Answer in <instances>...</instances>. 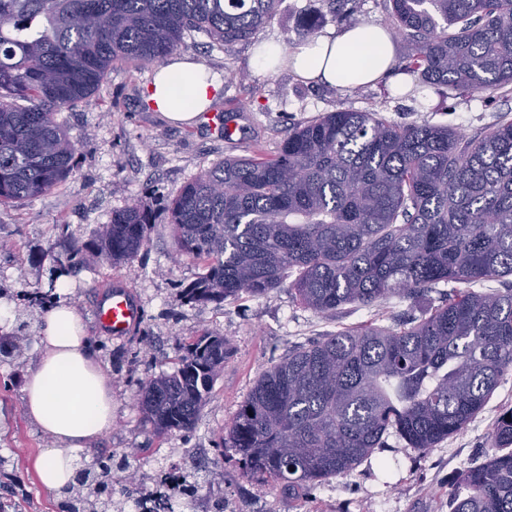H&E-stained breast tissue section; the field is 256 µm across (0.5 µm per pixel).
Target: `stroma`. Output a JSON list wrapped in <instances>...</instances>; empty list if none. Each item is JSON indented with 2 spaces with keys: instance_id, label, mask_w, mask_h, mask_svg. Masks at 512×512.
<instances>
[{
  "instance_id": "1",
  "label": "stroma",
  "mask_w": 512,
  "mask_h": 512,
  "mask_svg": "<svg viewBox=\"0 0 512 512\" xmlns=\"http://www.w3.org/2000/svg\"><path fill=\"white\" fill-rule=\"evenodd\" d=\"M348 7L352 15L344 19L330 11L327 0H281L268 24L226 50L210 47L204 34H186L187 56L224 76L214 109L236 119L239 130L231 140L218 136L210 120L184 125L145 107L143 92L153 68L114 67L95 94L60 116L78 144L67 180L46 196L0 206V304L15 316L11 328H0V480L15 489L16 512L64 509L36 479L32 460L51 441L25 418L21 393L37 355L44 308L20 294L47 288L60 277L69 284L94 359L112 380V427L91 447L76 451V469H96L99 458L108 455L120 476L150 475L151 492L167 476H188L201 497H172L173 512H215L223 501L233 503L234 512H453L452 490L464 472L485 461L498 416L512 408V373L465 429L436 447L418 450L388 435L383 447L348 475L289 497L245 476L234 450L218 447L256 378L292 347L371 322L392 327L400 316L419 314L420 306L392 299L322 315L285 288L221 305L192 304L184 290L204 267L172 248L167 207L182 187L217 161L257 150L274 154L296 124L340 109H374L400 125L429 123L472 136L512 110V85L491 94L450 90L396 70L375 84L345 89L310 85L284 67L273 75L255 70L253 50L264 42L293 46L304 19L316 20L322 34L350 23H389L387 0H350ZM138 201L151 207L156 222L149 245L135 257L65 275L55 268L51 256L59 249V225L88 242L113 212ZM116 280L134 292L142 309L140 324L120 339L102 332L91 315L95 297ZM205 331L228 339L232 356L194 434L157 437L139 406L141 384L173 372L184 342Z\"/></svg>"
}]
</instances>
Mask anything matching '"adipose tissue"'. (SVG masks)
<instances>
[{"mask_svg": "<svg viewBox=\"0 0 512 512\" xmlns=\"http://www.w3.org/2000/svg\"><path fill=\"white\" fill-rule=\"evenodd\" d=\"M391 33L378 25L358 24L321 35L291 48L265 43L255 51V67L271 74L290 66L301 78L333 86L376 82L391 67ZM222 74L178 60L156 70L144 99L169 120L188 123L220 96ZM41 318L38 356L22 386L27 419L53 442L34 462L41 485L64 495L75 470L74 452L112 426V387L94 360L76 306L60 284Z\"/></svg>", "mask_w": 512, "mask_h": 512, "instance_id": "obj_1", "label": "adipose tissue"}]
</instances>
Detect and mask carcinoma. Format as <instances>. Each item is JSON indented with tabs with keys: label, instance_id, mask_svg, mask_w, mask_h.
Returning a JSON list of instances; mask_svg holds the SVG:
<instances>
[{
	"label": "carcinoma",
	"instance_id": "obj_1",
	"mask_svg": "<svg viewBox=\"0 0 512 512\" xmlns=\"http://www.w3.org/2000/svg\"><path fill=\"white\" fill-rule=\"evenodd\" d=\"M280 0H0V205L52 193L78 150L57 116L94 93L113 65H160L185 34L231 47ZM408 41L398 64L431 84L492 93L512 85V0H389ZM173 251L204 264L194 303L280 288L318 314L393 298L438 303L394 327L362 325L288 351L255 380L224 447L243 472L298 497L348 474L385 437L426 450L464 429L512 372V118L470 138L447 126H397L338 110L255 152L202 170L168 206ZM153 214H112L94 242L54 255L60 271L116 265L150 242ZM229 341L203 332L177 369L142 384L155 433H193ZM490 452L453 492L454 512H512V408ZM107 481L69 489V512H108Z\"/></svg>",
	"mask_w": 512,
	"mask_h": 512
}]
</instances>
